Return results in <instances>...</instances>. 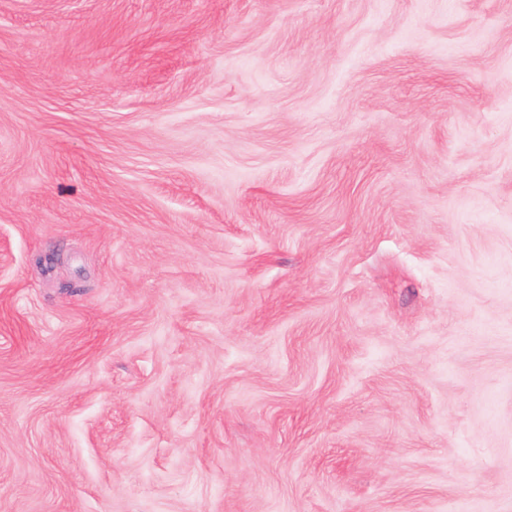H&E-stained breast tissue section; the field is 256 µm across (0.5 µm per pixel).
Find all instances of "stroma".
Returning a JSON list of instances; mask_svg holds the SVG:
<instances>
[{
  "label": "stroma",
  "instance_id": "35a3bbf8",
  "mask_svg": "<svg viewBox=\"0 0 512 512\" xmlns=\"http://www.w3.org/2000/svg\"><path fill=\"white\" fill-rule=\"evenodd\" d=\"M0 512H512V0H0Z\"/></svg>",
  "mask_w": 512,
  "mask_h": 512
}]
</instances>
